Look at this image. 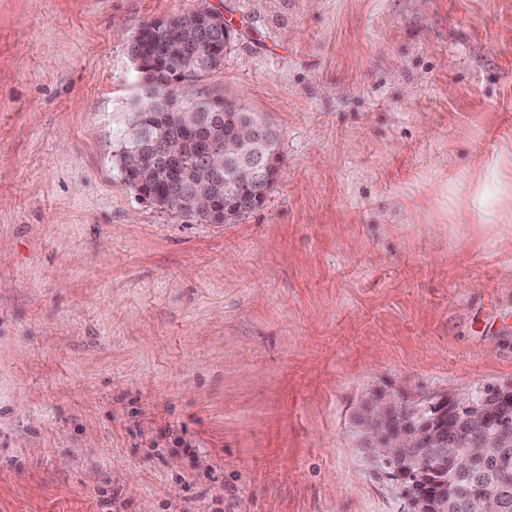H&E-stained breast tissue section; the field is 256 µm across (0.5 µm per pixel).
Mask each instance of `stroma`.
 <instances>
[{
	"label": "stroma",
	"mask_w": 512,
	"mask_h": 512,
	"mask_svg": "<svg viewBox=\"0 0 512 512\" xmlns=\"http://www.w3.org/2000/svg\"><path fill=\"white\" fill-rule=\"evenodd\" d=\"M199 0H0V512H399L381 393L512 380V0H208L279 133L238 220L141 200L129 44ZM473 200L483 224L512 222V166L497 164L475 184Z\"/></svg>",
	"instance_id": "obj_1"
}]
</instances>
